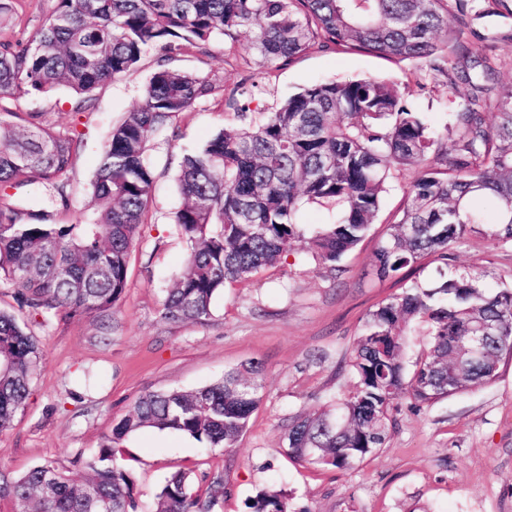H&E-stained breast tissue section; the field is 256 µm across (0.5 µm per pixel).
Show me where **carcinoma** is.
<instances>
[{"label":"carcinoma","instance_id":"carcinoma-1","mask_svg":"<svg viewBox=\"0 0 512 512\" xmlns=\"http://www.w3.org/2000/svg\"><path fill=\"white\" fill-rule=\"evenodd\" d=\"M453 2L462 16L512 17V0ZM247 30L258 71L229 93L207 76L167 66L177 55L208 53L218 39L233 46ZM461 34L448 28V0H57L33 35L0 39V99L65 86L80 114L96 89L138 70L149 52L156 69L141 103L110 129L92 182L94 206L82 220L60 224L49 208L0 203V281L43 324L78 316L117 331L129 255L154 186L146 151L156 133L219 92L247 118L253 110L238 97L252 95L259 76L314 48L423 60L448 77L450 89L455 72L479 67L492 74L489 47H468ZM494 109L491 125L483 105L471 100L436 133L392 82L324 81L260 112L255 123L224 128L183 157L175 224L187 258L160 311L171 324L206 322L225 285L249 280L296 247L337 270L375 223L394 173H415L372 265L384 280L431 256L439 279L414 281L368 314L340 364L354 380L351 391L291 417L283 455L353 470L385 446L401 400L419 410L489 385L512 358V288L490 291L482 274L450 266L452 249L468 235L512 245V86ZM83 147L80 134L54 126L42 112H1L0 191L38 182L50 191L51 205L68 208L70 173ZM478 200L495 207V221H485L473 206ZM307 204L334 212V222L304 227L299 213ZM421 322L429 347L411 362L408 329ZM488 326L496 339L474 362L472 337ZM42 356L28 325L0 309L1 433L24 408ZM262 375V364L249 362L210 385L144 394L115 422L97 456L81 462V478L50 464L21 476L0 468V502H9L10 512H137L136 478L118 458L124 442L144 429L170 430L230 451L260 404ZM201 480L204 497L195 491ZM224 494L222 474L199 478L178 470L155 494L154 512H214ZM246 507L290 512L288 494L269 487L257 489Z\"/></svg>","mask_w":512,"mask_h":512}]
</instances>
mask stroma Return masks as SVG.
Masks as SVG:
<instances>
[{"mask_svg":"<svg viewBox=\"0 0 512 512\" xmlns=\"http://www.w3.org/2000/svg\"><path fill=\"white\" fill-rule=\"evenodd\" d=\"M465 33L467 41L495 48L497 75L488 96L497 98L512 86V18L471 17ZM251 38L245 31L234 49L218 41L206 55H180L169 65L231 88L247 71ZM154 69L153 57H146L137 73L99 87L90 110L78 117L64 87L0 100V112H41L57 127H76L84 140L70 174L72 202L58 211L57 222L75 223L92 206L91 184L108 132L140 102ZM360 77L392 79L438 132L472 92L464 80L448 84L421 61L396 64L366 53L314 50L267 75L254 106L270 110L315 82ZM235 121L218 97L179 114L174 133L151 141L154 190L130 252L128 286L116 312L119 329L105 341L96 322L80 317L34 327L44 356L24 411L0 433V466L21 475L49 463L80 477L76 457L94 456L115 419L139 396L206 386L225 370L255 361L264 366L262 401L233 452L207 451L187 436L155 429L125 442L122 456L137 479L138 512H153L158 488L179 468L223 474L227 494L216 512H246V500L271 483L288 493L293 512H512V360L502 362L491 385L418 411L402 408L386 446L356 470L314 469L280 452L291 416L312 413L350 390L353 380L339 364L367 314L411 281L436 276L427 258L389 279L372 271L373 253L413 171H403L398 189L385 195L377 220L343 258L340 274L295 251L249 282L226 285L207 323L161 320L164 290L186 258L173 222L181 159ZM453 254L456 268L484 272L486 287L512 285V246L473 236Z\"/></svg>","mask_w":512,"mask_h":512,"instance_id":"1","label":"stroma"}]
</instances>
